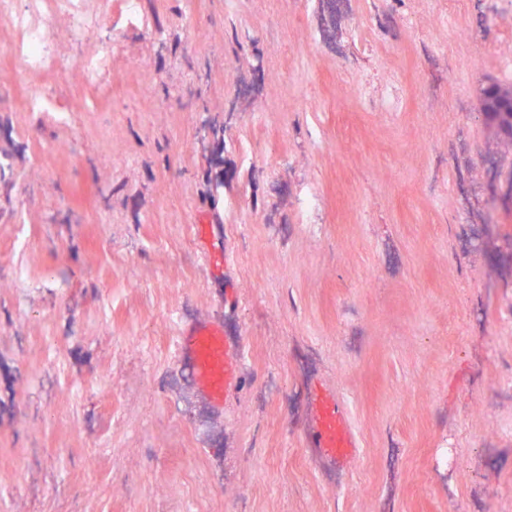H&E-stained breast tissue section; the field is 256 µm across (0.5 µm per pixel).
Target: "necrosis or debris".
Wrapping results in <instances>:
<instances>
[{"instance_id":"1","label":"necrosis or debris","mask_w":512,"mask_h":512,"mask_svg":"<svg viewBox=\"0 0 512 512\" xmlns=\"http://www.w3.org/2000/svg\"><path fill=\"white\" fill-rule=\"evenodd\" d=\"M46 11L64 15L76 37L95 32L101 26L88 0H0V17L10 21L19 40L18 45L0 50V70L13 71V95L25 110L48 114L57 124L67 125L72 111L48 93V85L74 66L82 68L89 78H96L105 69L107 58L60 56L55 32L40 21Z\"/></svg>"}]
</instances>
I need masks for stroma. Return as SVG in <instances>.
Listing matches in <instances>:
<instances>
[{"label": "stroma", "instance_id": "35a3bbf8", "mask_svg": "<svg viewBox=\"0 0 512 512\" xmlns=\"http://www.w3.org/2000/svg\"><path fill=\"white\" fill-rule=\"evenodd\" d=\"M90 7L77 42L42 21L106 53L107 108L78 69L70 125L0 95V512H512V138L479 110L512 32L470 0L452 33L448 0ZM391 81L398 111L359 95ZM196 321L242 351L220 411L178 357ZM312 405L313 448H318L323 466H340L353 458L358 448L346 407L333 392L323 388L314 390Z\"/></svg>", "mask_w": 512, "mask_h": 512}]
</instances>
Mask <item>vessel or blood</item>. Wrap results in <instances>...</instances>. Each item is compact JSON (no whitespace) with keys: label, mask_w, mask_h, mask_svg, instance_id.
Returning <instances> with one entry per match:
<instances>
[{"label":"vessel or blood","mask_w":512,"mask_h":512,"mask_svg":"<svg viewBox=\"0 0 512 512\" xmlns=\"http://www.w3.org/2000/svg\"><path fill=\"white\" fill-rule=\"evenodd\" d=\"M178 351L193 370L198 388L216 408H223L241 378V351L224 341V329L216 322H196L178 332ZM314 418L310 426L313 445L321 463L337 467L356 454L357 438L343 402L331 391L313 393Z\"/></svg>","instance_id":"b4317fda"}]
</instances>
